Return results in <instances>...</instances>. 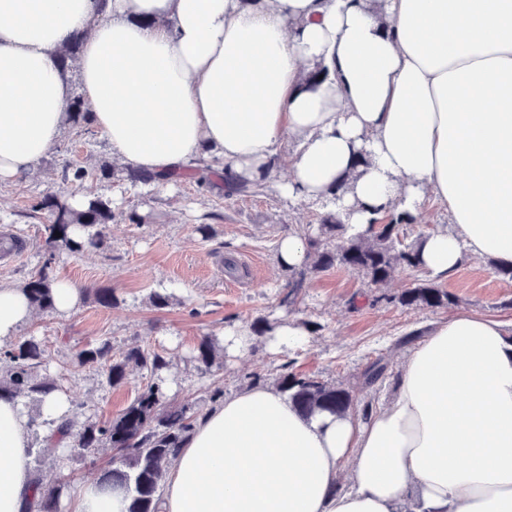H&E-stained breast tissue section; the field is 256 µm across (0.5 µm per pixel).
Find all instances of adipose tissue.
I'll return each instance as SVG.
<instances>
[{
  "mask_svg": "<svg viewBox=\"0 0 512 512\" xmlns=\"http://www.w3.org/2000/svg\"><path fill=\"white\" fill-rule=\"evenodd\" d=\"M87 31L79 79L127 168L177 173L201 153L235 180L310 201L343 185L373 209L445 205L423 267L512 262V0H0V181L67 124L58 51ZM322 70L323 80H311ZM34 312L0 287V343ZM28 416L0 398V512L33 495ZM351 487L335 491L342 472ZM160 512H512V335L459 311L405 361L367 420L304 417L254 387L206 411L169 469Z\"/></svg>",
  "mask_w": 512,
  "mask_h": 512,
  "instance_id": "1",
  "label": "adipose tissue"
}]
</instances>
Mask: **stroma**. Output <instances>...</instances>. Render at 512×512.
<instances>
[{
    "instance_id": "stroma-1",
    "label": "stroma",
    "mask_w": 512,
    "mask_h": 512,
    "mask_svg": "<svg viewBox=\"0 0 512 512\" xmlns=\"http://www.w3.org/2000/svg\"><path fill=\"white\" fill-rule=\"evenodd\" d=\"M295 145L283 141L275 156L272 183L259 193H224L216 170L222 161L207 152L201 158L207 176L190 172L161 185L134 184L112 154L102 133L63 130L59 142L21 179L0 183V238H15L14 254L0 257V285L27 282L43 265L41 243L46 222L37 203L46 191L76 196L98 194L112 203L115 218L104 230L100 248L73 257L60 255L50 274L85 287L76 308L67 314L35 313L21 325L19 335L45 343L49 372L66 370L63 392L82 416L109 421L118 416L146 382L134 372L127 384L113 388L99 372L77 367L75 356L86 346L110 340L114 353L140 345L165 356L170 366L162 374L171 403L193 399L209 406L208 394L222 388L231 396L256 386H270L283 367L352 388L358 406L379 405L396 391L397 377L411 346H397L411 331L429 333L452 312L467 310L491 316L512 332V281L494 275L488 264L463 255L448 278L438 280L455 302L452 307L407 309L394 298L418 279V272L398 270L386 289L368 283L360 273L335 266L309 275L306 294L289 306V272L277 260V242L300 227L318 224L325 209L302 197L286 198L273 187L287 178ZM108 165L114 177L88 178L73 185L63 180L65 168L95 170ZM142 221L130 223V214ZM211 227L201 238L196 227ZM112 289L117 303L104 307L93 291ZM170 294L168 307L155 308L152 292ZM278 323L318 325L304 350H277L266 336L254 337L247 352H225L222 366L202 373L192 357L204 336L223 338L225 331L250 327L258 317ZM389 362L387 375L376 390L355 387L354 381L377 356ZM103 446L78 456L60 449L40 467L44 482L67 475L69 486L59 512L69 506L81 483L93 480L113 458Z\"/></svg>"
}]
</instances>
